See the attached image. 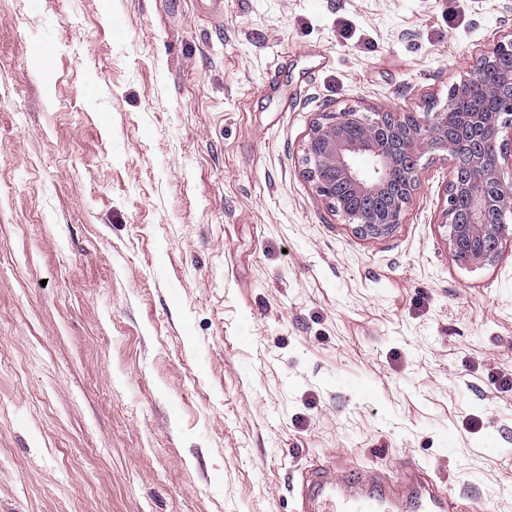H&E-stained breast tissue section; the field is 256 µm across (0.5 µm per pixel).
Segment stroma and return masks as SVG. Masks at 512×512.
I'll list each match as a JSON object with an SVG mask.
<instances>
[{"instance_id": "obj_1", "label": "stroma", "mask_w": 512, "mask_h": 512, "mask_svg": "<svg viewBox=\"0 0 512 512\" xmlns=\"http://www.w3.org/2000/svg\"><path fill=\"white\" fill-rule=\"evenodd\" d=\"M512 0H0V512H295L416 457L512 512V238L448 248L450 163L355 233L323 112L438 109Z\"/></svg>"}]
</instances>
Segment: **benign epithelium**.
<instances>
[{"instance_id":"obj_1","label":"benign epithelium","mask_w":512,"mask_h":512,"mask_svg":"<svg viewBox=\"0 0 512 512\" xmlns=\"http://www.w3.org/2000/svg\"><path fill=\"white\" fill-rule=\"evenodd\" d=\"M476 70L493 74L496 84L473 81ZM480 97L497 98V112L474 110L476 136L466 140L448 128V113ZM435 152L451 167L443 222L450 251L472 265L495 261L502 240L512 237V39L481 54L438 110L320 113L305 144L304 174L344 223L380 237L399 223L421 159ZM361 155L371 159L370 170L356 166Z\"/></svg>"}]
</instances>
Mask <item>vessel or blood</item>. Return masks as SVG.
Segmentation results:
<instances>
[{
	"label": "vessel or blood",
	"instance_id": "1",
	"mask_svg": "<svg viewBox=\"0 0 512 512\" xmlns=\"http://www.w3.org/2000/svg\"><path fill=\"white\" fill-rule=\"evenodd\" d=\"M298 512H468V506L440 494L423 465L408 457L388 471L315 466L299 491Z\"/></svg>",
	"mask_w": 512,
	"mask_h": 512
}]
</instances>
